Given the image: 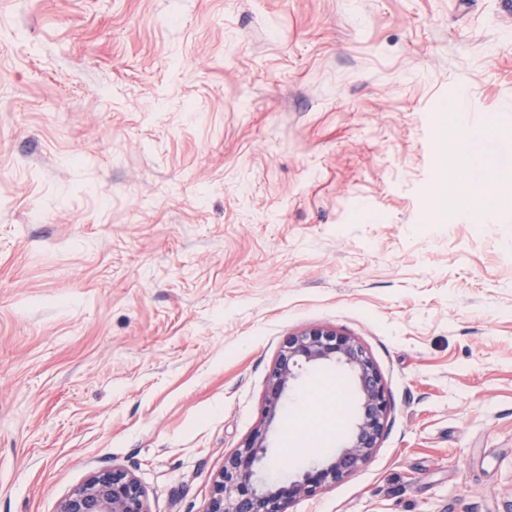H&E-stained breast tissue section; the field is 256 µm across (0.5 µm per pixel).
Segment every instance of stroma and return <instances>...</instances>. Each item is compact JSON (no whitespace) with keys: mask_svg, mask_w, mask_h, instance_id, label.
<instances>
[{"mask_svg":"<svg viewBox=\"0 0 512 512\" xmlns=\"http://www.w3.org/2000/svg\"><path fill=\"white\" fill-rule=\"evenodd\" d=\"M512 170V0H0V512L131 469L206 512L288 334L357 339L392 410L289 512L512 507V214L439 210L440 118ZM352 394L304 370L265 472Z\"/></svg>","mask_w":512,"mask_h":512,"instance_id":"stroma-1","label":"stroma"}]
</instances>
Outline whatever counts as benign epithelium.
Wrapping results in <instances>:
<instances>
[{"mask_svg": "<svg viewBox=\"0 0 512 512\" xmlns=\"http://www.w3.org/2000/svg\"><path fill=\"white\" fill-rule=\"evenodd\" d=\"M336 366L347 376L354 413L336 452L295 479L270 485L257 477L268 433L304 367ZM391 410L385 384L365 347L334 329L310 327L289 334L265 383L261 422L224 460L207 512H288L290 506L339 482L366 464L384 435ZM59 512H148L145 492L128 468L94 472L61 502Z\"/></svg>", "mask_w": 512, "mask_h": 512, "instance_id": "1", "label": "benign epithelium"}]
</instances>
